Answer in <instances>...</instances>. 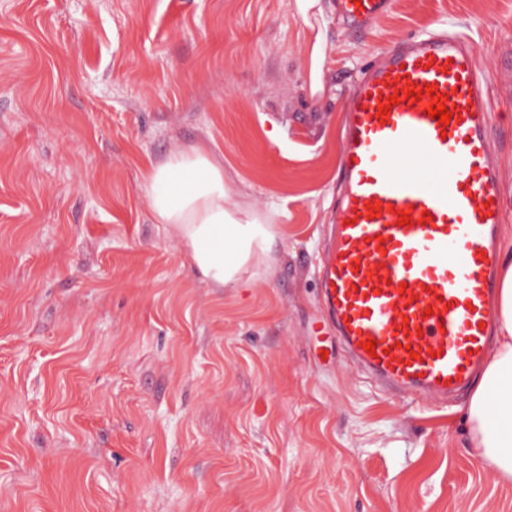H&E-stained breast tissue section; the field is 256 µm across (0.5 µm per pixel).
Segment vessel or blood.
Here are the masks:
<instances>
[{"mask_svg":"<svg viewBox=\"0 0 512 512\" xmlns=\"http://www.w3.org/2000/svg\"><path fill=\"white\" fill-rule=\"evenodd\" d=\"M393 4L336 0V11L367 23ZM476 55L457 35L425 33L384 51L352 86L341 194L318 257L320 307L341 348L381 391L416 401L466 388L497 319L494 249L505 218ZM411 88L420 99L407 97ZM391 96L399 104L378 114ZM436 97L450 123L429 115Z\"/></svg>","mask_w":512,"mask_h":512,"instance_id":"1","label":"vessel or blood"}]
</instances>
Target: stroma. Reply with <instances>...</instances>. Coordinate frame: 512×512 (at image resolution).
I'll list each match as a JSON object with an SVG mask.
<instances>
[{
  "instance_id": "obj_1",
  "label": "stroma",
  "mask_w": 512,
  "mask_h": 512,
  "mask_svg": "<svg viewBox=\"0 0 512 512\" xmlns=\"http://www.w3.org/2000/svg\"><path fill=\"white\" fill-rule=\"evenodd\" d=\"M333 2L0 0V512H512L467 395L381 394L313 272L348 90L417 33L477 48L512 244V0ZM200 142L274 216L222 288L140 189ZM361 7H357L354 0H336V11L345 21L351 23H367L375 21L389 13L393 0H360Z\"/></svg>"
}]
</instances>
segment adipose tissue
<instances>
[{
  "label": "adipose tissue",
  "instance_id": "ef3b65f1",
  "mask_svg": "<svg viewBox=\"0 0 512 512\" xmlns=\"http://www.w3.org/2000/svg\"><path fill=\"white\" fill-rule=\"evenodd\" d=\"M142 190L154 223L175 231L196 271L211 287L236 282L270 246L271 216L232 200L224 163L206 145L148 165ZM499 338L468 402L471 442L483 463L512 481V248L501 259Z\"/></svg>",
  "mask_w": 512,
  "mask_h": 512
}]
</instances>
